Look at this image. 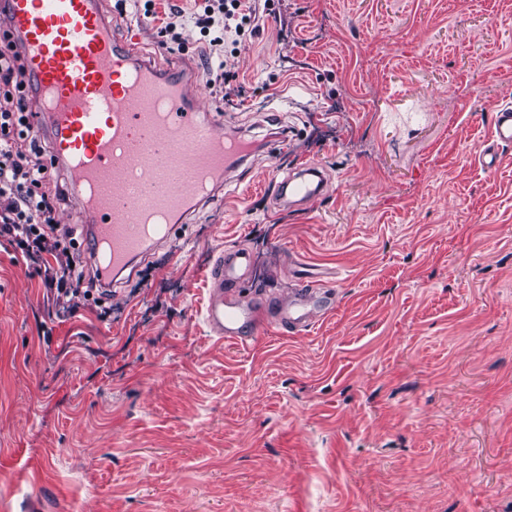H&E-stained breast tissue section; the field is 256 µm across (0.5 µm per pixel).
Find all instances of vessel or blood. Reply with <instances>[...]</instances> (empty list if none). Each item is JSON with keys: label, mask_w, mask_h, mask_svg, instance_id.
Segmentation results:
<instances>
[{"label": "vessel or blood", "mask_w": 512, "mask_h": 512, "mask_svg": "<svg viewBox=\"0 0 512 512\" xmlns=\"http://www.w3.org/2000/svg\"><path fill=\"white\" fill-rule=\"evenodd\" d=\"M0 23L22 48L50 156L89 228L84 259L104 278L170 239L247 155L249 142L226 136L204 113L181 69L158 71L133 41L116 38L106 0H0ZM510 148L507 103L478 161L494 170ZM275 187L279 201L299 206L321 196L326 181L318 167L306 166ZM252 265L244 249L224 251L213 265L216 290L204 319L224 342L245 346L270 327L298 334L333 308L334 289L307 276L288 298H248L243 286Z\"/></svg>", "instance_id": "b4317fda"}]
</instances>
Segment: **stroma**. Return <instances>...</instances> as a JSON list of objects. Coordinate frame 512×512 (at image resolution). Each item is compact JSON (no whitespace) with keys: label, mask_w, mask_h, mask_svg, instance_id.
I'll return each instance as SVG.
<instances>
[{"label":"stroma","mask_w":512,"mask_h":512,"mask_svg":"<svg viewBox=\"0 0 512 512\" xmlns=\"http://www.w3.org/2000/svg\"><path fill=\"white\" fill-rule=\"evenodd\" d=\"M225 133L242 177L63 310L0 246V512H512V160L477 156L512 103V0H257ZM156 64L201 69L195 26ZM288 150L276 157L280 129ZM324 196L278 204L282 172ZM250 293L334 288L307 332L244 347L201 313L227 249Z\"/></svg>","instance_id":"35a3bbf8"}]
</instances>
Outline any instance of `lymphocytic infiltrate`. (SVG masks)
Listing matches in <instances>:
<instances>
[{
    "instance_id": "lymphocytic-infiltrate-1",
    "label": "lymphocytic infiltrate",
    "mask_w": 512,
    "mask_h": 512,
    "mask_svg": "<svg viewBox=\"0 0 512 512\" xmlns=\"http://www.w3.org/2000/svg\"><path fill=\"white\" fill-rule=\"evenodd\" d=\"M252 11L244 0H201L192 18L201 32L210 34L203 72L221 86L225 97L241 96L242 86L231 85L227 45L244 32ZM27 74L17 44L0 43V240L19 250L33 265L43 266V285L72 303L91 300L96 288L72 256L77 238L61 241L57 215L65 201L45 162ZM58 258L47 266L46 256Z\"/></svg>"
}]
</instances>
